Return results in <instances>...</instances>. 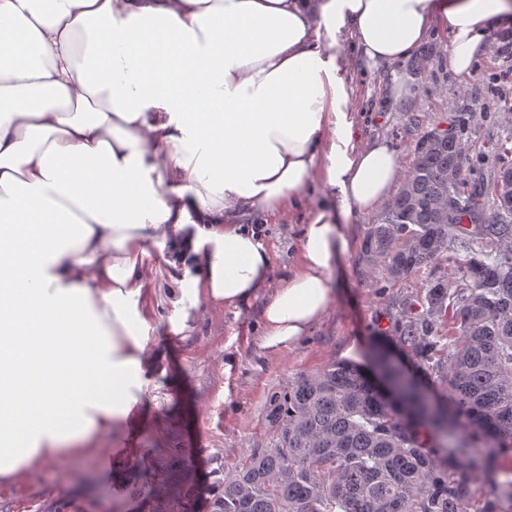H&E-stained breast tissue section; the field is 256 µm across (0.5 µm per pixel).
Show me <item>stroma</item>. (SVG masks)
<instances>
[{"label":"stroma","instance_id":"obj_1","mask_svg":"<svg viewBox=\"0 0 512 512\" xmlns=\"http://www.w3.org/2000/svg\"><path fill=\"white\" fill-rule=\"evenodd\" d=\"M450 39L447 28H432L421 43L431 57L418 70L409 57L371 65L348 36L338 35L339 76L350 93L346 112L359 142L388 140L405 168L421 135L447 126L455 113H468L467 149L487 173L497 167L500 144L512 129V24H489L484 37L489 49L476 55L467 73L450 68ZM328 195L316 176L294 206L257 216L252 228L269 253L271 283L297 269L301 227ZM381 216L376 210L350 217L353 248L336 266L335 299L293 348L269 352L260 346L269 299L264 289L245 305L201 311L184 335L170 330L171 307L154 305L149 342L162 353L164 371L141 398L143 420L131 429L132 443L114 435L98 440L95 450L41 466L25 479H0V512H177L154 491L157 481L174 476L167 458L172 448L193 475V512H208L225 469L273 442V398L294 378L332 363L368 364L379 339L405 370L447 396L437 371L420 370V358L401 340L398 327L425 312V283L446 274L448 264L396 281L384 267L369 269L362 248Z\"/></svg>","mask_w":512,"mask_h":512}]
</instances>
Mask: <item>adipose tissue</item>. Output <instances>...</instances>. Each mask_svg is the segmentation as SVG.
I'll return each mask as SVG.
<instances>
[{"label": "adipose tissue", "mask_w": 512, "mask_h": 512, "mask_svg": "<svg viewBox=\"0 0 512 512\" xmlns=\"http://www.w3.org/2000/svg\"><path fill=\"white\" fill-rule=\"evenodd\" d=\"M512 0H0V478L21 480L137 419L159 354L141 309L147 246L174 333L186 299L236 307L261 288V346L296 345L327 313L351 241L402 170L358 143L321 32L372 64L449 28L469 71ZM338 189L271 286L247 222L292 204L314 174ZM198 264L191 281L177 278Z\"/></svg>", "instance_id": "obj_1"}]
</instances>
